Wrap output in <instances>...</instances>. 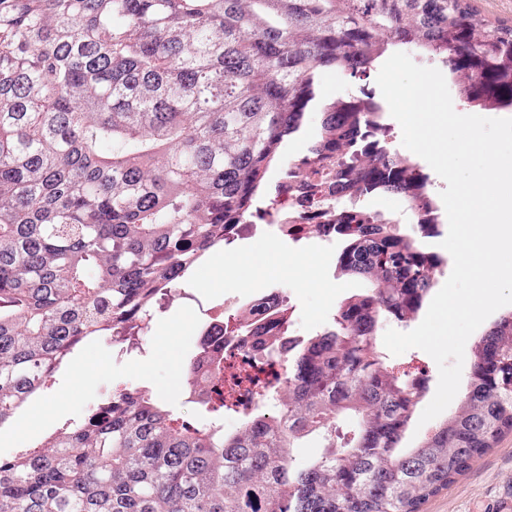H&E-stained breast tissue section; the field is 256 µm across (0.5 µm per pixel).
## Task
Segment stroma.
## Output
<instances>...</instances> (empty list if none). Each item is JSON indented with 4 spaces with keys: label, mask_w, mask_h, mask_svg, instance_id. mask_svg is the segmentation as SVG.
Returning <instances> with one entry per match:
<instances>
[{
    "label": "stroma",
    "mask_w": 512,
    "mask_h": 512,
    "mask_svg": "<svg viewBox=\"0 0 512 512\" xmlns=\"http://www.w3.org/2000/svg\"><path fill=\"white\" fill-rule=\"evenodd\" d=\"M341 248L338 241L314 237L295 244L265 232L226 247L225 255L257 259L254 287H238L224 271L203 263L185 285L189 298L176 300L168 311L156 314L143 353L116 362L109 342L100 339L85 346L79 357L91 367V374L79 380L61 375L47 396L35 399L9 429L0 432V450L34 443L54 424L78 418L86 405L118 382L149 386L178 413L196 418L193 405L168 387L169 374L179 371L197 337L192 297L219 303L227 296L251 300L280 292L290 296L296 307L300 333L310 336L329 325L339 303L364 286L357 278L338 274L336 258ZM511 497L512 433L477 458L464 476L430 497L420 512H502Z\"/></svg>",
    "instance_id": "stroma-1"
}]
</instances>
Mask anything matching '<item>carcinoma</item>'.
Segmentation results:
<instances>
[{
  "instance_id": "obj_1",
  "label": "carcinoma",
  "mask_w": 512,
  "mask_h": 512,
  "mask_svg": "<svg viewBox=\"0 0 512 512\" xmlns=\"http://www.w3.org/2000/svg\"><path fill=\"white\" fill-rule=\"evenodd\" d=\"M400 46L448 68L464 104L512 109V26L489 28L471 0H0V428L92 340L142 351L276 169L336 202L309 233L335 230L340 273L366 284L288 354L275 414L256 405L224 433L219 355L182 373L202 423L117 384L0 455V512H419L512 432L510 311L475 342L448 417L402 447L426 387L389 368L377 332L414 319L444 260L423 224L409 236L363 201L438 207L418 164L365 141L387 140L382 103L320 94L325 72L362 80ZM284 300H252L238 331L267 335ZM309 438L321 451L301 461Z\"/></svg>"
}]
</instances>
